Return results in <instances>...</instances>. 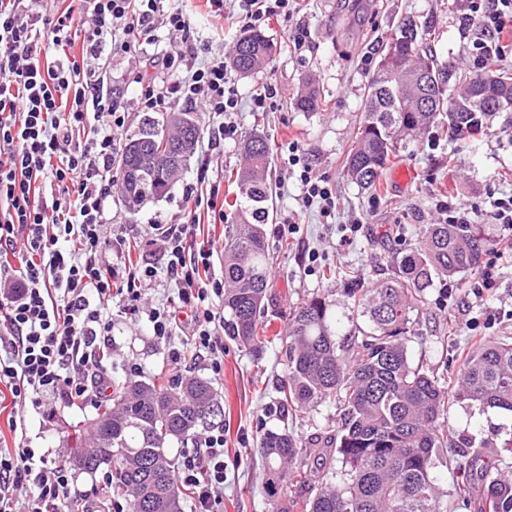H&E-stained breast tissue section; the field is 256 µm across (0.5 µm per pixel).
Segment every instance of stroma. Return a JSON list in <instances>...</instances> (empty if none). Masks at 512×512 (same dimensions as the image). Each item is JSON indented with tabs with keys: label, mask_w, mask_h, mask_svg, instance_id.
<instances>
[{
	"label": "stroma",
	"mask_w": 512,
	"mask_h": 512,
	"mask_svg": "<svg viewBox=\"0 0 512 512\" xmlns=\"http://www.w3.org/2000/svg\"><path fill=\"white\" fill-rule=\"evenodd\" d=\"M191 18L189 38L183 45L189 54L203 45L229 53L241 30L229 27L223 15L211 12L206 0H183ZM412 16L432 24L430 44L439 60L453 61L462 71L474 74L481 67L474 45L482 37L461 16L458 0H304L302 10L291 19L270 22L266 35L276 52L257 73L234 75L239 110L231 119L242 132L267 137L272 148L270 172L274 221L267 225V243L272 257L265 313L260 333L267 345L261 353L233 341L224 343V373L214 376L206 357L187 358L173 366L169 351L185 347L183 331L170 341L153 334L147 311L172 305L176 285L159 275L146 292V309L138 316L126 315L121 306L112 308L111 349L102 369L111 381L130 378L138 366L139 379L172 377L203 378L212 382L224 408V501L214 512H273L277 500L268 489L260 442L264 432L288 430L307 441L334 432L336 410L322 405L315 410H284L281 388L287 380V360L282 339L288 313L314 296L325 297L339 329H347L349 300L345 283L331 279L327 269L348 267L364 282L388 274V228L397 224H432L442 214L438 203L467 204L483 212L491 197L512 194V112H500L472 138L455 142L448 138H424L400 152L385 174L378 193L359 191L345 176L344 158L360 125L362 101L371 71L369 60L394 34L399 21ZM301 25L311 32L301 50L289 48L285 29ZM94 67L105 74L120 93L130 116L136 106L143 74L141 53L104 49ZM314 81L328 101L325 111L307 114L293 106L298 88ZM279 90L274 107L253 111V94L267 85ZM169 111H194L202 136L199 150L212 157L209 182L218 186V202L230 205L236 187L230 173L241 160L240 141L209 140L208 132L222 123L217 114L202 106L172 103ZM297 143L303 160L313 174L336 191V208L331 216L318 209L304 208L300 185L288 170V145ZM199 159L188 168L162 199L128 210L113 199L106 214L111 234L122 236L131 261L163 267L161 244L149 243V225L180 223L184 194L197 182ZM357 232H350V225ZM431 304L421 315L423 334L410 344L412 357L426 358L441 377H459L464 354L476 337L512 338V265L497 266L488 288L478 289L474 276H459L452 291L438 288L430 293ZM447 345V361H439L437 347ZM98 413L94 406H69L51 400L42 406H25L20 433L7 428L0 414V448L23 444L43 448L62 458L72 453V426L88 424ZM512 433V416L484 410L476 405L453 404L448 408V435L459 440L475 438L498 442Z\"/></svg>",
	"instance_id": "obj_1"
}]
</instances>
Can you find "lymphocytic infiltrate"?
I'll use <instances>...</instances> for the list:
<instances>
[{
	"instance_id": "f902f5d3",
	"label": "lymphocytic infiltrate",
	"mask_w": 512,
	"mask_h": 512,
	"mask_svg": "<svg viewBox=\"0 0 512 512\" xmlns=\"http://www.w3.org/2000/svg\"><path fill=\"white\" fill-rule=\"evenodd\" d=\"M164 0H56L49 12L39 0H0V385L15 405H40L59 396L69 405L100 402L107 376L99 370L112 333L107 313L120 301L137 315L145 287L157 276L150 265L113 262L122 243L109 240L105 211L112 199V164L127 109L116 102L104 76L92 69L107 44L128 49L153 44L157 29L170 43L145 57L149 70H175L186 58L179 37L190 30L182 9ZM464 17L486 33L484 64L512 57L501 34L512 29V0H463ZM239 23L259 28L298 12V0H240ZM51 56H43V49ZM170 102L235 112L239 98L223 56L207 52L187 77L141 84L137 105L154 110ZM288 163L299 170L305 206L330 216L336 193L304 165L297 144ZM58 196L42 198L45 184ZM211 197L190 190L186 222L161 231L166 273L178 286L179 306L153 311L158 339L167 341L179 319L191 326L190 347L207 355L214 375L224 372V318L217 305L222 282L206 275L212 249L196 244L191 231ZM190 489L196 512H213L224 497V434L204 435L176 471ZM33 488L27 512H58L71 498L68 467L33 449L0 450V512H18L21 482Z\"/></svg>"
}]
</instances>
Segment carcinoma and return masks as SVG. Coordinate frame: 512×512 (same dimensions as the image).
<instances>
[{
  "label": "carcinoma",
  "instance_id": "cac0c4a2",
  "mask_svg": "<svg viewBox=\"0 0 512 512\" xmlns=\"http://www.w3.org/2000/svg\"><path fill=\"white\" fill-rule=\"evenodd\" d=\"M431 26L404 18L379 50L368 80L361 125L349 150L346 175L374 192L400 149L438 129L451 137L481 130L494 110L472 112L463 102L491 92L498 111L512 110V73H462L438 59L428 43ZM241 55H229L231 67L249 75L270 60L274 46L257 30L235 42ZM416 58L435 75L429 92L412 86L397 99L385 87V70ZM295 106L314 113L326 106L312 85L297 95ZM165 136L182 145L181 157L166 174L142 165L139 152ZM200 136L191 112H146L125 136L120 155L118 193L136 211L165 197L188 166ZM244 162L235 173L237 195L232 221L224 225V335L261 349L259 317L265 307L271 271L264 225L274 219L266 173L271 148L260 134L243 143ZM415 244L396 248L392 274L367 287L344 274L352 301L351 326L338 327L322 297H313L289 314L285 340L288 383L284 401L291 408H336V432L304 443L288 431L268 430L260 448L271 493L278 486L309 487L313 495L294 497L279 512H446L433 475L444 449L460 446L465 459L462 490L478 480L484 492L477 512H512V474L499 469V456L484 451L483 441L448 439L447 407L477 403L512 413V341L482 339L466 354L461 381L445 388L423 359L413 360L409 344L418 335L419 316L434 288L462 274L479 272L489 240L477 224H417ZM214 399L209 382L179 379L168 384L129 380L112 390V405L87 432L74 426L72 462L94 473L116 466V491L130 497L132 512H183L187 492L175 478L178 463L170 445L192 438L210 425L195 412Z\"/></svg>",
  "mask_w": 512,
  "mask_h": 512
}]
</instances>
